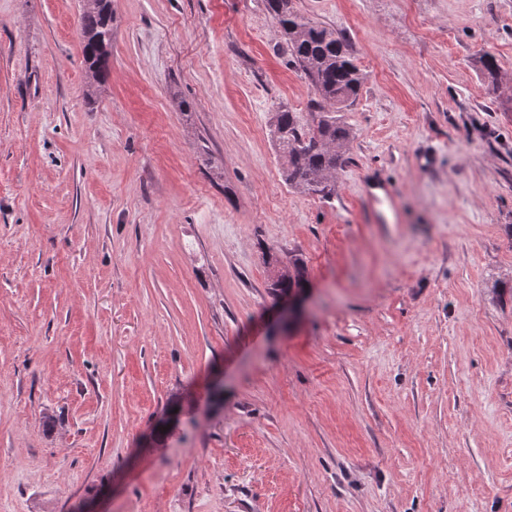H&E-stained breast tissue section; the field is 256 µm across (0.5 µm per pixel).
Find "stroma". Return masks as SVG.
I'll use <instances>...</instances> for the list:
<instances>
[{
	"instance_id": "1",
	"label": "stroma",
	"mask_w": 512,
	"mask_h": 512,
	"mask_svg": "<svg viewBox=\"0 0 512 512\" xmlns=\"http://www.w3.org/2000/svg\"><path fill=\"white\" fill-rule=\"evenodd\" d=\"M295 5L366 76L325 198L264 0H112L92 98L82 0H0V512H512V0ZM279 260L273 262V276L270 284L273 293L282 296L301 292L308 284V273L303 261L299 258L288 259V265L279 266ZM286 266H288L286 268ZM285 267V269H283Z\"/></svg>"
}]
</instances>
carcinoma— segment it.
Instances as JSON below:
<instances>
[{"mask_svg": "<svg viewBox=\"0 0 512 512\" xmlns=\"http://www.w3.org/2000/svg\"><path fill=\"white\" fill-rule=\"evenodd\" d=\"M265 3L286 37L288 63L303 73L316 94L310 105L311 121L306 124L286 108L275 114L272 141L285 165L288 185L324 198L331 193L336 167L354 139L343 112L356 99L364 76L346 39L335 30L306 18L293 0ZM81 27L86 95L91 97L109 74V0H83ZM273 267L270 288L274 294L298 293L307 287L308 273L301 259H289L286 268L276 259Z\"/></svg>", "mask_w": 512, "mask_h": 512, "instance_id": "obj_1", "label": "carcinoma"}]
</instances>
